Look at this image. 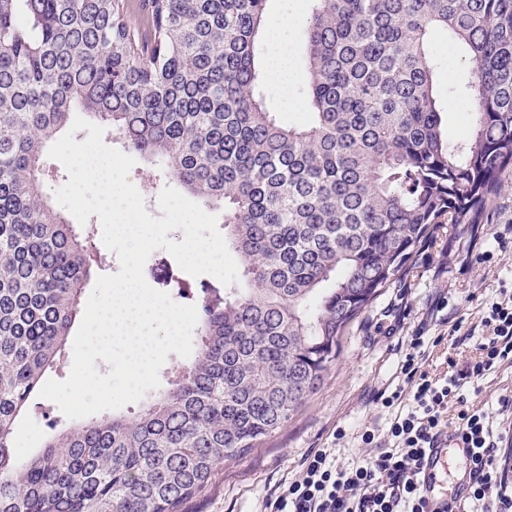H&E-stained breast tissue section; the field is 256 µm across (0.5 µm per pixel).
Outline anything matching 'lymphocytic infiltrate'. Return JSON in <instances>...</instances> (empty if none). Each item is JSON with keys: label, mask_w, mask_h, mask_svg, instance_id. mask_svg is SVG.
Returning <instances> with one entry per match:
<instances>
[{"label": "lymphocytic infiltrate", "mask_w": 512, "mask_h": 512, "mask_svg": "<svg viewBox=\"0 0 512 512\" xmlns=\"http://www.w3.org/2000/svg\"><path fill=\"white\" fill-rule=\"evenodd\" d=\"M481 322L488 334L477 343L475 360L441 376L425 366L423 337L411 336L396 384L375 395L395 412L387 441H379L374 430L360 432V445L373 454L352 468L337 466L333 449L315 450L301 473L265 501L263 512H424L416 482L424 450L451 435L464 436L474 450L470 498L480 512H512V495L495 464L499 448L489 418L470 407L465 394L468 384L512 364V291L500 290L485 301Z\"/></svg>", "instance_id": "f902f5d3"}]
</instances>
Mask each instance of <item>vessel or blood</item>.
I'll use <instances>...</instances> for the list:
<instances>
[{"label":"vessel or blood","instance_id":"b4317fda","mask_svg":"<svg viewBox=\"0 0 512 512\" xmlns=\"http://www.w3.org/2000/svg\"><path fill=\"white\" fill-rule=\"evenodd\" d=\"M472 456V449L461 439L440 440L425 449L417 476L425 512H464L471 493Z\"/></svg>","mask_w":512,"mask_h":512}]
</instances>
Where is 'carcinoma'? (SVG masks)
<instances>
[{
  "label": "carcinoma",
  "mask_w": 512,
  "mask_h": 512,
  "mask_svg": "<svg viewBox=\"0 0 512 512\" xmlns=\"http://www.w3.org/2000/svg\"><path fill=\"white\" fill-rule=\"evenodd\" d=\"M0 0V512H183L217 466L320 389L349 326L446 226L480 224L512 169V0H311L303 125L280 124L257 56L267 0ZM470 53L454 141L432 34ZM80 115L204 206L246 284L179 297L197 349L133 418L15 449L102 263L46 193L45 146ZM453 107L457 112L448 110V137L457 141L463 139L469 131L468 111L471 109V104L468 100H457L453 103Z\"/></svg>",
  "instance_id": "1"
}]
</instances>
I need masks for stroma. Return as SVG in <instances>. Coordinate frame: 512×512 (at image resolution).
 <instances>
[{"label": "stroma", "mask_w": 512, "mask_h": 512, "mask_svg": "<svg viewBox=\"0 0 512 512\" xmlns=\"http://www.w3.org/2000/svg\"><path fill=\"white\" fill-rule=\"evenodd\" d=\"M290 33L293 47L291 101L267 94L270 111L282 124L306 121L297 108L307 90L302 34L309 20L307 0H295ZM434 81L442 100L464 96L472 66L464 47H457L458 65L449 68L442 49L449 42L446 32L434 33ZM491 251L489 261L478 260ZM512 286V171L502 178L499 193L487 204L479 228L462 224L438 236L428 252L417 253L407 281L393 285L354 322L323 385L306 405L259 447L242 457L225 461L209 487L184 506V512H261L266 498L286 479L299 474L305 459L316 449L335 451L337 466L363 462L370 451L361 447L356 434L365 428L386 433L391 414L374 400L396 376L402 352L399 343L412 332L441 337L439 346L427 347V369L435 374L447 370L448 360L465 365L475 354L483 331L480 325L486 299L494 297L501 284ZM462 336H455L454 327ZM469 402L486 411L493 431L512 430V408L501 409L502 397L512 396V365H505L477 382ZM65 416L50 405L47 416L21 419L16 447L20 453L38 451L55 422ZM343 439H335L336 430Z\"/></svg>", "instance_id": "1"}]
</instances>
